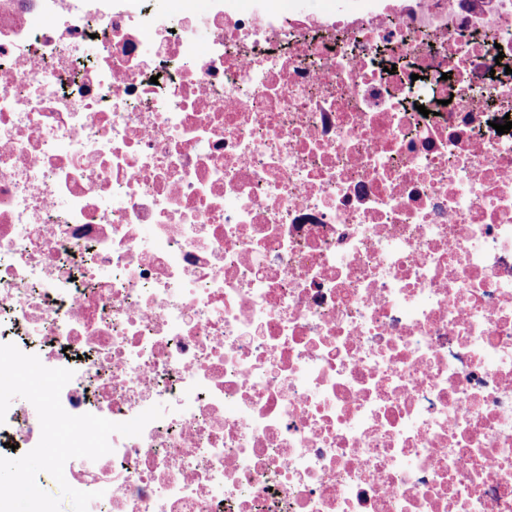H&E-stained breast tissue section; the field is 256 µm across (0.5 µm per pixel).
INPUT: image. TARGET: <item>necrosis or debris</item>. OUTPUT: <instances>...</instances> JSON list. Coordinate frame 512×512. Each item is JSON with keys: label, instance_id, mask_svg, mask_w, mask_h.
I'll list each match as a JSON object with an SVG mask.
<instances>
[{"label": "necrosis or debris", "instance_id": "necrosis-or-debris-1", "mask_svg": "<svg viewBox=\"0 0 512 512\" xmlns=\"http://www.w3.org/2000/svg\"><path fill=\"white\" fill-rule=\"evenodd\" d=\"M158 2L0 0V345L165 409L67 483L512 512V0ZM40 437L13 399L0 456Z\"/></svg>", "mask_w": 512, "mask_h": 512}]
</instances>
